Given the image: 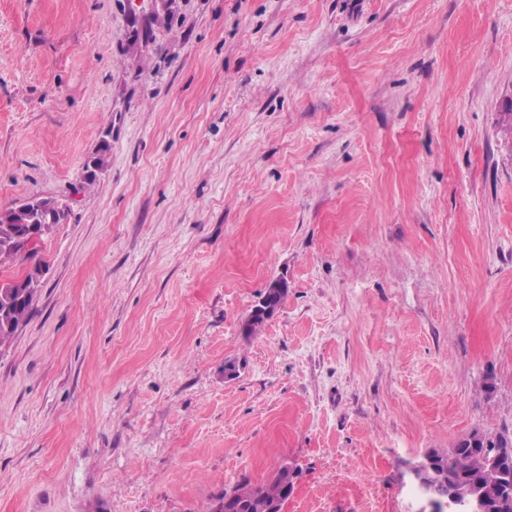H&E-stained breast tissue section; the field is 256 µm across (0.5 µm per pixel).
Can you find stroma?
I'll return each instance as SVG.
<instances>
[{"label":"stroma","mask_w":512,"mask_h":512,"mask_svg":"<svg viewBox=\"0 0 512 512\" xmlns=\"http://www.w3.org/2000/svg\"><path fill=\"white\" fill-rule=\"evenodd\" d=\"M511 104L512 0H0V211L69 208L0 350V512L285 463L281 512H407L408 462L512 433Z\"/></svg>","instance_id":"1"}]
</instances>
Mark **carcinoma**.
<instances>
[{"mask_svg":"<svg viewBox=\"0 0 512 512\" xmlns=\"http://www.w3.org/2000/svg\"><path fill=\"white\" fill-rule=\"evenodd\" d=\"M5 230L0 223V266L23 264L37 257L38 248L25 252L16 244L4 239ZM288 293V284L283 279L272 280L263 296L273 311H278ZM35 296L28 298L14 294V289L0 282V348L8 345L19 327L25 323L32 311ZM500 451L496 464L505 469L506 475L512 477V435L500 434L488 438L474 432L447 450H431L440 467V483L435 491L443 494L448 485L466 486L477 483L484 489L485 512H512V481L507 486L490 482L486 478L488 469V452ZM292 475L284 470H277L270 478L251 481L245 479L230 490H224V499L235 505L232 512H270L271 506L285 499Z\"/></svg>","mask_w":512,"mask_h":512,"instance_id":"1","label":"carcinoma"}]
</instances>
